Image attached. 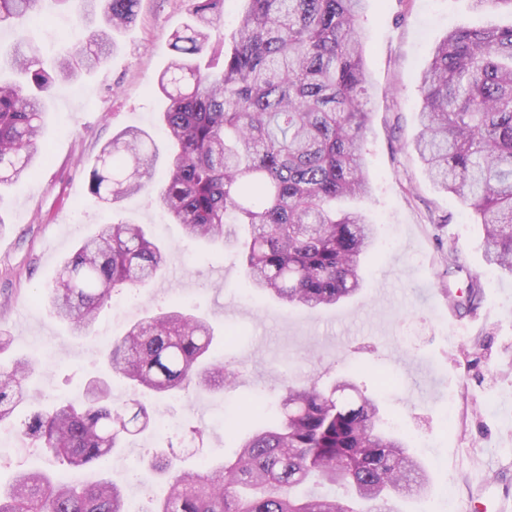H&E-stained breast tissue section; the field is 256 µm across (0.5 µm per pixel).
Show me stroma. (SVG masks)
Instances as JSON below:
<instances>
[{"label": "stroma", "instance_id": "1", "mask_svg": "<svg viewBox=\"0 0 512 512\" xmlns=\"http://www.w3.org/2000/svg\"><path fill=\"white\" fill-rule=\"evenodd\" d=\"M188 0H139L134 25L116 34L97 70L56 84L39 141L43 156L29 176L0 191V329L13 338L0 364L38 362L29 387L41 405L79 398L102 366L95 336L77 339L51 313L45 291L57 269L106 220L150 226L166 251L155 284L124 290L129 321L180 307L206 318L213 353L237 372L221 391L189 387L152 400L157 428L128 437L123 448L84 468L43 455L21 435L29 409L1 424L15 432L0 447V487L17 470H44L77 482L107 472L123 480L131 512H142L167 485L148 464L160 451L187 469L235 451L224 412L257 400L277 411L286 383L327 386L353 377L375 398L381 416L423 459L431 487L403 497V512H445L444 490L467 503L476 479L512 495V278H495L479 307L453 316L450 293L465 290L468 273H487L483 231L452 193L426 176L413 144L420 132V72L456 23L508 26L512 12L471 13L468 0H369L362 21L370 82L366 148L371 195L357 200L377 224L362 273L365 292L336 307L311 311L258 294L238 250L188 238L166 223L149 192L106 206L89 187L87 168L112 137L136 127L154 140L156 168L170 161L157 114L165 106L156 80L173 51L172 31L188 22ZM96 21L46 0L38 23L0 29V42L24 33L43 56L77 44ZM455 244L463 271L448 272L441 243Z\"/></svg>", "mask_w": 512, "mask_h": 512}]
</instances>
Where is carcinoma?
I'll return each instance as SVG.
<instances>
[{
    "mask_svg": "<svg viewBox=\"0 0 512 512\" xmlns=\"http://www.w3.org/2000/svg\"><path fill=\"white\" fill-rule=\"evenodd\" d=\"M42 0H0V28L32 19ZM99 17L72 52L45 66L22 39L0 44L14 78L0 81V186L32 171L43 99L59 81L102 66L114 33L135 22L139 0H83ZM190 22L171 33L174 59L159 74L167 100L160 122L174 147L155 180L150 137L126 129L90 168V189L112 204L157 185L154 201L185 234L239 246L255 290L316 310L366 287L362 265L376 227L339 204L371 192L365 132L369 112L361 10L365 0H241L230 46L210 45L226 0H189ZM421 133L414 149L428 178L457 195L483 228L487 266L512 276V26L463 22L437 43L418 76ZM164 249L144 225L109 222L60 266L47 289L51 311L75 337L90 333L115 293L160 273ZM485 283L469 275L468 312ZM211 324L181 308L131 325L105 352L108 374L145 400L133 414L112 402L110 384L90 381L77 403L44 409L28 393V359L0 366V422L30 404L24 435L72 468L109 455L149 428L146 401L171 398L191 382L219 390L233 376L210 358ZM341 380L289 384L280 416L243 438L234 454L195 471L159 456L166 495L147 512H399L393 495L419 494L426 475L405 437L379 426V406ZM225 418L236 433L241 414ZM0 512H127L121 483L106 474L74 485L39 470L16 472Z\"/></svg>",
    "mask_w": 512,
    "mask_h": 512,
    "instance_id": "1",
    "label": "carcinoma"
}]
</instances>
